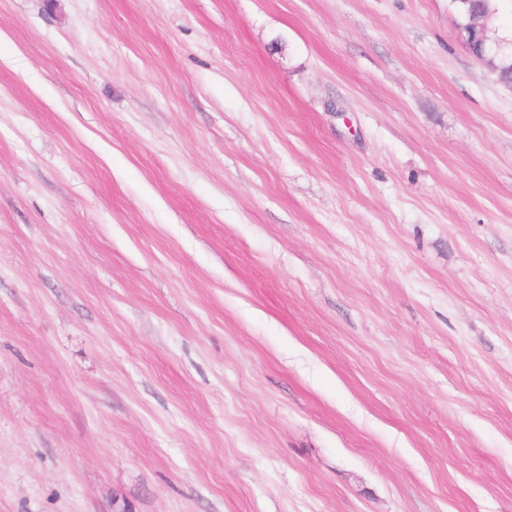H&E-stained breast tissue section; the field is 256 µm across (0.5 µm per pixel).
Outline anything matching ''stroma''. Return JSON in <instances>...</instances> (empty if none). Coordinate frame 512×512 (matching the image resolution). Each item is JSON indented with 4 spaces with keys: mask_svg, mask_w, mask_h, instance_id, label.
Returning a JSON list of instances; mask_svg holds the SVG:
<instances>
[{
    "mask_svg": "<svg viewBox=\"0 0 512 512\" xmlns=\"http://www.w3.org/2000/svg\"><path fill=\"white\" fill-rule=\"evenodd\" d=\"M0 512H512L448 0H0Z\"/></svg>",
    "mask_w": 512,
    "mask_h": 512,
    "instance_id": "obj_1",
    "label": "stroma"
}]
</instances>
